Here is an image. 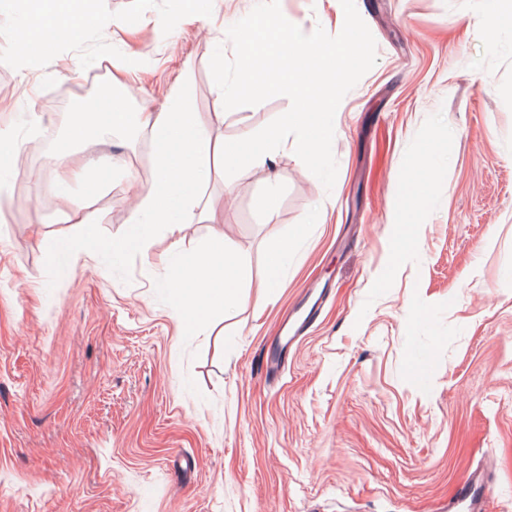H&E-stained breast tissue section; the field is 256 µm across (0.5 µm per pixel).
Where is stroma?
I'll return each mask as SVG.
<instances>
[{
	"instance_id": "obj_1",
	"label": "stroma",
	"mask_w": 512,
	"mask_h": 512,
	"mask_svg": "<svg viewBox=\"0 0 512 512\" xmlns=\"http://www.w3.org/2000/svg\"><path fill=\"white\" fill-rule=\"evenodd\" d=\"M255 4L208 0L164 32L186 0H79L112 23L23 69L11 30L34 10L0 24V512H448L478 468L484 512H512V41L480 0H356L377 62L336 112L333 189L290 148L198 182L225 221L187 225L182 252L221 233L251 266L206 329L178 327L170 239L129 221L151 133L68 145L75 113L113 101L181 93L223 112L209 131L225 141L285 113V96L224 111L209 70ZM280 6L344 24L340 0ZM54 154L97 167L98 188L60 186ZM66 192L88 223L45 215ZM77 246L86 267L64 257ZM310 308L313 329L267 364L273 328Z\"/></svg>"
}]
</instances>
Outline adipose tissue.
Masks as SVG:
<instances>
[{"mask_svg":"<svg viewBox=\"0 0 512 512\" xmlns=\"http://www.w3.org/2000/svg\"><path fill=\"white\" fill-rule=\"evenodd\" d=\"M47 10L37 16L29 31L16 34L17 61L29 60L32 52L45 53L61 42L77 38L82 26L54 14L56 0H45ZM151 131L156 148V173L150 185H133L136 209L129 221L144 222L171 238H179L188 224L224 221L220 206L201 205L192 185L210 169L220 147L206 133V120L190 111L183 98L156 111L141 104L135 117L122 111L93 113L89 120L74 121L68 138L77 142L96 130L112 131L127 127L129 121ZM176 275L183 286L182 298L191 313L194 328H204L209 313L223 303L226 295L237 292L251 277L246 256L226 248L223 237H214L205 248L181 255Z\"/></svg>","mask_w":512,"mask_h":512,"instance_id":"adipose-tissue-1","label":"adipose tissue"}]
</instances>
